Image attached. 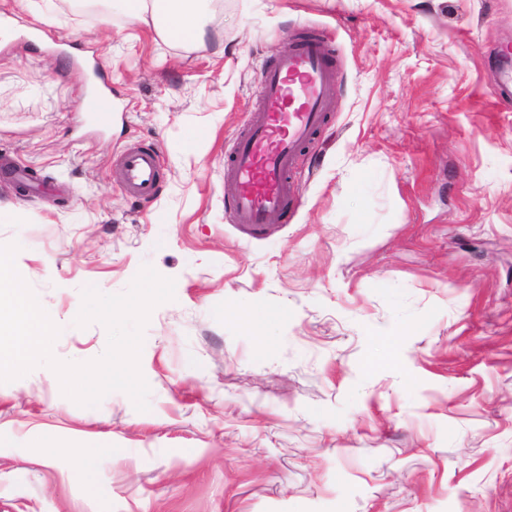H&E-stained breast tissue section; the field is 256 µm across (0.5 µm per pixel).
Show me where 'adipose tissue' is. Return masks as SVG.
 <instances>
[{
    "instance_id": "1",
    "label": "adipose tissue",
    "mask_w": 512,
    "mask_h": 512,
    "mask_svg": "<svg viewBox=\"0 0 512 512\" xmlns=\"http://www.w3.org/2000/svg\"><path fill=\"white\" fill-rule=\"evenodd\" d=\"M202 0H121L129 20L152 21L163 39L196 46L203 43L206 24Z\"/></svg>"
}]
</instances>
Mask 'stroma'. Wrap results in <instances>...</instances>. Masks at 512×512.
Masks as SVG:
<instances>
[{"mask_svg":"<svg viewBox=\"0 0 512 512\" xmlns=\"http://www.w3.org/2000/svg\"><path fill=\"white\" fill-rule=\"evenodd\" d=\"M206 10L191 48L118 8L0 0V156L27 174L0 175V245L55 358L106 348L75 324L86 286L175 281L143 330L147 411L79 406L45 365L0 383V512H512V106L490 66L512 0ZM308 29L333 40L331 120L289 223L254 238L224 155ZM91 63L112 109L88 116ZM133 146L164 159L149 202L111 176Z\"/></svg>","mask_w":512,"mask_h":512,"instance_id":"stroma-1","label":"stroma"}]
</instances>
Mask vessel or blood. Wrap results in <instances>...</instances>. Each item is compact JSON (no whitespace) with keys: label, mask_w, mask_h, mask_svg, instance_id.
<instances>
[{"label":"vessel or blood","mask_w":512,"mask_h":512,"mask_svg":"<svg viewBox=\"0 0 512 512\" xmlns=\"http://www.w3.org/2000/svg\"><path fill=\"white\" fill-rule=\"evenodd\" d=\"M336 81L331 45L318 32L298 39L264 68L262 105L236 135L224 161V177L236 187L232 221L251 235L287 220L296 202L298 158L328 121L326 90ZM162 170L159 151L139 147L122 155L116 174L131 196L149 199L159 188Z\"/></svg>","instance_id":"1"}]
</instances>
